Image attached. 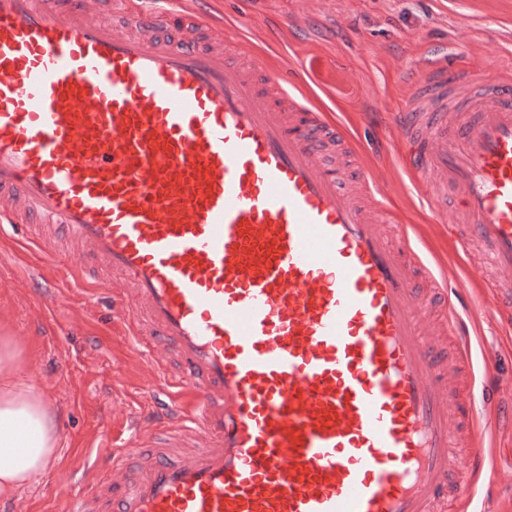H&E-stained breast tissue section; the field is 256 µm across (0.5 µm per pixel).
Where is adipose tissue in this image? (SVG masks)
<instances>
[{"label": "adipose tissue", "mask_w": 512, "mask_h": 512, "mask_svg": "<svg viewBox=\"0 0 512 512\" xmlns=\"http://www.w3.org/2000/svg\"><path fill=\"white\" fill-rule=\"evenodd\" d=\"M13 337L0 338V499L29 485L58 454L61 435L55 411L42 393L20 379Z\"/></svg>", "instance_id": "adipose-tissue-1"}]
</instances>
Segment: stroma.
I'll return each mask as SVG.
<instances>
[{"label":"stroma","instance_id":"stroma-1","mask_svg":"<svg viewBox=\"0 0 512 512\" xmlns=\"http://www.w3.org/2000/svg\"><path fill=\"white\" fill-rule=\"evenodd\" d=\"M184 8L222 18L229 38L247 41L273 69L310 66V101L349 136L365 171L380 176L387 219L407 227L422 263L446 285L474 364L495 366L497 387L475 392L486 457L478 497L487 512H512V487L495 478L512 469V423L502 417L512 402V322L499 319L385 133L410 94L409 70L452 55L474 63L485 81L512 70V0H185ZM40 232L29 223L0 227V279L9 282L0 288V336L22 348V375L59 414L62 446L30 487L0 500V512H63L103 470L98 451L113 432L152 429L170 404L168 391L152 386L147 357L114 332L111 292L62 282L64 257L42 260L28 242Z\"/></svg>","mask_w":512,"mask_h":512}]
</instances>
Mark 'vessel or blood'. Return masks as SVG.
<instances>
[{
	"mask_svg": "<svg viewBox=\"0 0 512 512\" xmlns=\"http://www.w3.org/2000/svg\"><path fill=\"white\" fill-rule=\"evenodd\" d=\"M104 25L95 0H0V215L108 280L129 339L183 399L70 512H440L483 468L469 351L431 272L389 238L377 184L325 111L246 41ZM393 135L452 241L512 318V74H408Z\"/></svg>",
	"mask_w": 512,
	"mask_h": 512,
	"instance_id": "1",
	"label": "vessel or blood"
}]
</instances>
